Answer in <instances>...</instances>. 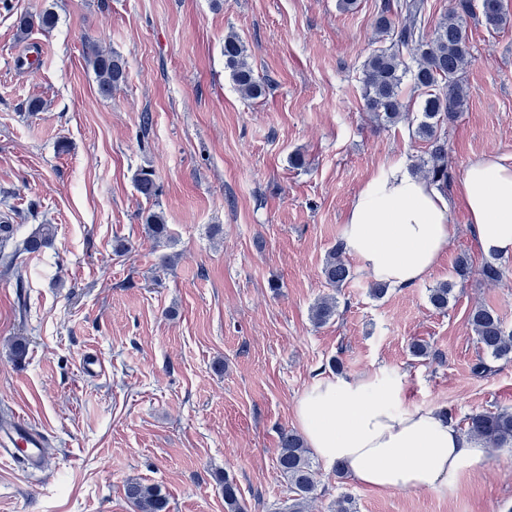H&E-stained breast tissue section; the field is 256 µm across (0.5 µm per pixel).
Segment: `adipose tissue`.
Returning a JSON list of instances; mask_svg holds the SVG:
<instances>
[{"label": "adipose tissue", "instance_id": "adipose-tissue-1", "mask_svg": "<svg viewBox=\"0 0 512 512\" xmlns=\"http://www.w3.org/2000/svg\"><path fill=\"white\" fill-rule=\"evenodd\" d=\"M468 211L482 252L512 254V164L494 153L470 160L453 193L392 164L357 193L343 241L362 269L395 288L422 282L450 240V212ZM400 379L342 376L314 382L297 400L296 421L323 461L341 462L355 482L379 491L454 494L485 455L433 407H401Z\"/></svg>", "mask_w": 512, "mask_h": 512}]
</instances>
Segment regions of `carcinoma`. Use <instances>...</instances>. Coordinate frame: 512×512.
Instances as JSON below:
<instances>
[{
    "mask_svg": "<svg viewBox=\"0 0 512 512\" xmlns=\"http://www.w3.org/2000/svg\"><path fill=\"white\" fill-rule=\"evenodd\" d=\"M427 10L428 0H380L375 27L387 37L389 45L374 50L365 60L362 99L367 111L394 123L406 116L402 89L404 84H410L421 97L415 134L430 146L429 158L414 165V169L444 191L448 189L449 179L447 126L463 111L469 96L463 74L471 52L464 23L466 17L474 14L473 0H456L453 10L445 14L431 31L425 28ZM481 15L486 28L492 31L512 21L502 0H481ZM56 22L55 13L44 10L19 17L17 31L26 35L36 27L50 30ZM224 59L231 79L243 97L254 99L265 93L264 83L255 76L249 62L245 44L234 33L224 37ZM87 62L103 96L111 95L112 90L127 78L126 62L116 53L93 48L88 53ZM135 186L147 200L158 197L160 192L156 174L151 169L139 170ZM144 224L156 243L168 240V224L163 212L148 211ZM12 232V225L1 220L0 259L7 267L12 264L10 256L5 254ZM54 240L53 225L43 224L24 242V251L39 253L51 247ZM345 253L344 242H337L328 252L323 268L327 287L337 292L351 279ZM470 274L468 259L459 258L451 279L429 290L431 306L439 312L448 310L456 283L467 280ZM336 314L337 301L333 295L320 299L311 309V318L317 325L328 323ZM468 322L480 349L492 360H512V331L504 328L493 310L477 307L471 311ZM467 435L486 447L512 448V409L471 414ZM277 466L287 479L291 492L285 512H310L319 484L312 452L301 435L288 429L280 431ZM124 495L136 512H166L168 499L159 484L132 480L124 485ZM224 503L228 512H247L236 485L227 478L224 479Z\"/></svg>",
    "mask_w": 512,
    "mask_h": 512,
    "instance_id": "cac0c4a2",
    "label": "carcinoma"
}]
</instances>
